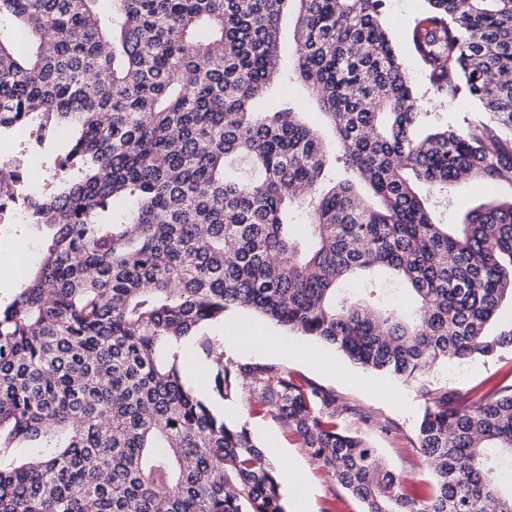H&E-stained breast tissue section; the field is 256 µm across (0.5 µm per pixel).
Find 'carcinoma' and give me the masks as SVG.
I'll use <instances>...</instances> for the list:
<instances>
[{"mask_svg":"<svg viewBox=\"0 0 512 512\" xmlns=\"http://www.w3.org/2000/svg\"><path fill=\"white\" fill-rule=\"evenodd\" d=\"M103 2L0 0V135L70 133L23 198L43 257L0 304V512H286L265 451L182 376L232 308L423 397L426 498L336 395L202 343L219 396L247 390L363 512H512L492 475L512 385L462 400L430 380L512 351V0H427L409 32L427 91L475 102L460 124L429 122L385 0ZM462 179L496 192L436 223L422 190ZM295 108L299 112H304L303 117L309 125L321 128L327 135L328 139H330L331 135L324 127L322 115L312 107L310 96L298 88L295 94Z\"/></svg>","mask_w":512,"mask_h":512,"instance_id":"cac0c4a2","label":"carcinoma"}]
</instances>
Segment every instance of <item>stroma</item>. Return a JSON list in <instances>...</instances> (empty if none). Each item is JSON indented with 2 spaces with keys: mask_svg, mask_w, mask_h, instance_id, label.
<instances>
[{
  "mask_svg": "<svg viewBox=\"0 0 512 512\" xmlns=\"http://www.w3.org/2000/svg\"><path fill=\"white\" fill-rule=\"evenodd\" d=\"M426 7V0H386L384 12L391 38L410 77L420 88L425 85L424 74L409 49L406 33L424 15ZM482 201L481 190L474 182L461 181L449 189L447 196L438 197L435 215L440 223L456 224L464 212ZM40 240V235L24 221L0 226V267L6 265L20 241L27 245L30 267H37L42 258ZM231 327L256 329L270 335L271 342L259 354L243 352L224 341ZM204 333L213 344L223 345L227 359L240 363L253 360L272 363L334 393L354 410L353 415L345 418L344 428L366 436L377 454L409 486L429 490L432 479L417 443V423L424 401L413 387L393 377L364 370L336 350L288 333L250 310L230 309L223 323L207 326ZM206 362L200 341H188L183 364L187 384L214 410L222 412L226 421L246 426L260 445L277 446L272 461L280 470L292 468L305 477L310 489L311 512H362L359 502L311 458L300 440L272 413L245 393L221 398L214 389L212 376L199 372ZM434 381L461 394L511 382L512 353L488 361L449 363L439 367Z\"/></svg>",
  "mask_w": 512,
  "mask_h": 512,
  "instance_id": "35a3bbf8",
  "label": "stroma"
}]
</instances>
